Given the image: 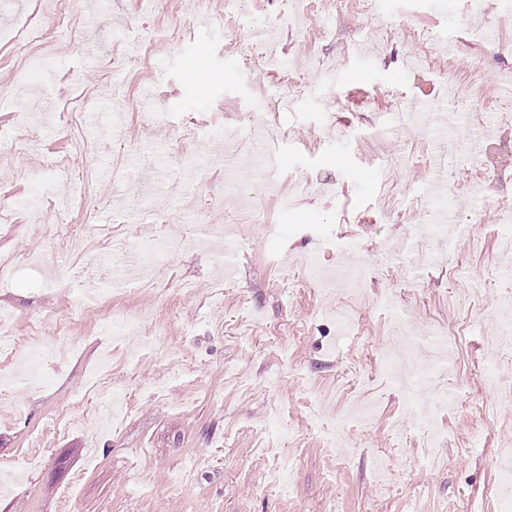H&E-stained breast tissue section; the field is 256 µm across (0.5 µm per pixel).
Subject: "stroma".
Here are the masks:
<instances>
[{"instance_id": "obj_1", "label": "stroma", "mask_w": 512, "mask_h": 512, "mask_svg": "<svg viewBox=\"0 0 512 512\" xmlns=\"http://www.w3.org/2000/svg\"><path fill=\"white\" fill-rule=\"evenodd\" d=\"M457 7L465 17L452 26L431 0H372L363 18L340 0H318L322 39L310 42L289 20L259 74L231 51L224 16L252 21L259 37V20L279 19L283 0H181L176 13L152 0H75L50 55L15 39L49 22L45 0L0 8V197L9 203L0 224L10 227L0 256L38 253L56 271L50 283L26 270L0 277L13 331L27 332L37 314L40 336L55 345L43 386L14 382L0 356V463L17 476L0 512H61L66 503L75 512H495L489 493L512 448V403L497 402L496 390L512 387V354L497 357L496 386L483 367L498 309L512 301V253L498 244L512 182L489 206L452 207L454 231L424 235L434 155L456 164L466 144L430 128L408 138L396 130L413 118L404 100L414 111L434 103L469 113L476 126L494 121L475 97V74L512 75V43L478 58L471 28L493 19L467 14L466 0ZM407 24L429 38L370 50L376 32ZM144 40L156 51L141 80L113 68V57ZM287 71L301 75L300 88L283 83ZM157 107L164 118L143 127L142 114ZM22 112L48 118L34 138L16 129ZM262 121L286 133L267 145L280 157L270 177L283 192L258 204L252 228L224 184V156L228 141ZM113 125L125 130L124 149L105 138ZM211 130L218 136L200 160L165 151L176 137ZM85 141L106 160L90 201L114 242L115 272L127 261L124 239L165 229L188 240L131 293L88 278L81 254L55 247L56 211L80 182ZM400 155L407 165L391 167ZM58 158L64 170L52 168ZM305 177L333 190L299 209L290 186ZM225 224L243 238L228 260L200 245ZM313 251L328 267L366 263L361 296L316 290L302 272ZM388 290L397 311L378 304ZM339 306L353 313L344 332ZM448 321L455 363L422 392L451 388L456 398L439 418L445 444L432 448L411 431L406 396L378 353L398 325L427 345ZM90 393L115 401L111 433L93 441L76 427L49 432L61 412L81 414ZM368 403L377 408L368 425L326 431ZM380 457L393 469L387 488L372 479Z\"/></svg>"}]
</instances>
